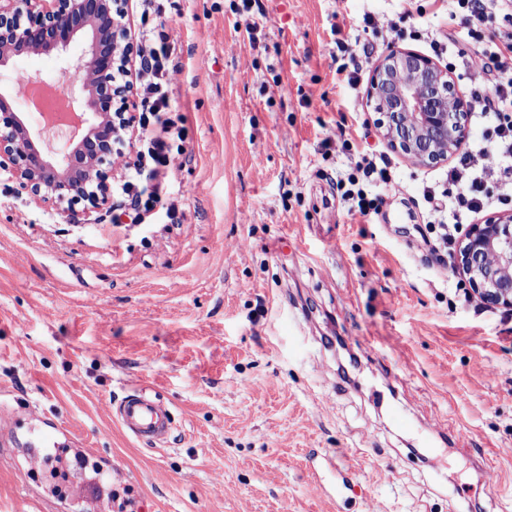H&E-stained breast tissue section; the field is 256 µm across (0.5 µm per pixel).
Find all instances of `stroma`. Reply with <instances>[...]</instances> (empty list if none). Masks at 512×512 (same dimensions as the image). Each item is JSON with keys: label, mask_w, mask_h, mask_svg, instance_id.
I'll return each mask as SVG.
<instances>
[{"label": "stroma", "mask_w": 512, "mask_h": 512, "mask_svg": "<svg viewBox=\"0 0 512 512\" xmlns=\"http://www.w3.org/2000/svg\"><path fill=\"white\" fill-rule=\"evenodd\" d=\"M161 5L190 159L153 223H113L115 196L67 215L0 173V413L77 424L136 512H512V458L482 462L512 448V316L463 303L452 267L417 249L448 166L388 152L367 103L395 45L453 65L467 93L466 33L430 47L445 0H258L252 38L241 0ZM356 64L352 89L339 69ZM60 67L24 56L0 86ZM344 131L391 160L365 219L337 185L356 161ZM132 388L169 402L167 444L106 413ZM27 448L0 431V512H80L26 472ZM331 454L352 472L333 498Z\"/></svg>", "instance_id": "35a3bbf8"}]
</instances>
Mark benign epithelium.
Masks as SVG:
<instances>
[{"mask_svg": "<svg viewBox=\"0 0 512 512\" xmlns=\"http://www.w3.org/2000/svg\"><path fill=\"white\" fill-rule=\"evenodd\" d=\"M123 0H0V69L27 54L63 55L86 41L84 56L65 74L91 71L80 82L83 132L59 154H47L15 107L11 89H0V170L11 174L36 203L106 204L112 156L133 125V113L112 110L132 85L115 71L134 53ZM370 101L388 145L424 165L448 160L468 136L465 101L448 69L405 48H394L373 69ZM456 271L481 303L512 312V212L470 224L453 257Z\"/></svg>", "mask_w": 512, "mask_h": 512, "instance_id": "1", "label": "benign epithelium"}]
</instances>
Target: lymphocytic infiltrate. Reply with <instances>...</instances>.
Listing matches in <instances>:
<instances>
[{"label": "lymphocytic infiltrate", "mask_w": 512, "mask_h": 512, "mask_svg": "<svg viewBox=\"0 0 512 512\" xmlns=\"http://www.w3.org/2000/svg\"><path fill=\"white\" fill-rule=\"evenodd\" d=\"M495 21L500 24L496 30L491 27ZM141 23L147 31L137 52L142 137L134 154L120 152L114 159L127 173L117 192L137 224L150 218L187 152L182 143L186 117L174 109L169 95L171 76L177 70V43L167 32L155 0H142ZM445 24L451 30L465 27L474 43L468 104L471 111L493 121L488 144L464 149L448 169V181L457 188L449 212L459 225L484 210L488 179L512 182V0H454ZM355 169L347 178L350 213L365 218L378 211L381 200L368 196L358 183H390L388 162L381 156H364Z\"/></svg>", "instance_id": "lymphocytic-infiltrate-1"}]
</instances>
